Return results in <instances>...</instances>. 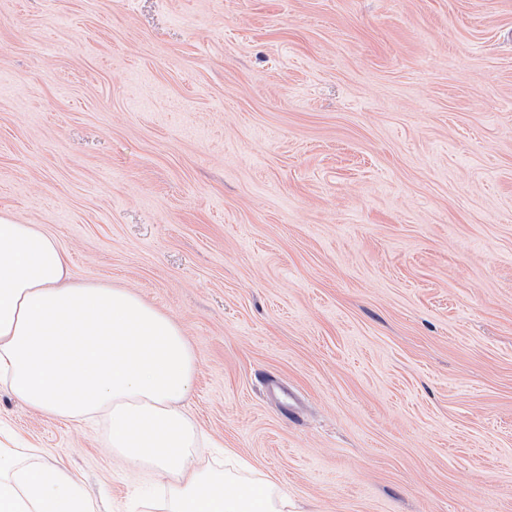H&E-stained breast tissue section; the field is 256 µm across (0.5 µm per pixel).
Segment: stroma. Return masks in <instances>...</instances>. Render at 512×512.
Masks as SVG:
<instances>
[{"mask_svg":"<svg viewBox=\"0 0 512 512\" xmlns=\"http://www.w3.org/2000/svg\"><path fill=\"white\" fill-rule=\"evenodd\" d=\"M0 209L183 331L301 512H512V0H0ZM100 512L166 481L0 387Z\"/></svg>","mask_w":512,"mask_h":512,"instance_id":"obj_1","label":"stroma"}]
</instances>
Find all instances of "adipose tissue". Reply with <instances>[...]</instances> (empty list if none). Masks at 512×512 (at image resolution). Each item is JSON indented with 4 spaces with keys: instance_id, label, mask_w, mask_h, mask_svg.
<instances>
[{
    "instance_id": "ef3b65f1",
    "label": "adipose tissue",
    "mask_w": 512,
    "mask_h": 512,
    "mask_svg": "<svg viewBox=\"0 0 512 512\" xmlns=\"http://www.w3.org/2000/svg\"><path fill=\"white\" fill-rule=\"evenodd\" d=\"M39 225L0 211V386L65 420L102 417L113 455L168 479L165 512H298L269 478L200 465L182 410L196 365L181 328L121 286L68 281ZM0 512H97L79 479L0 432Z\"/></svg>"
}]
</instances>
